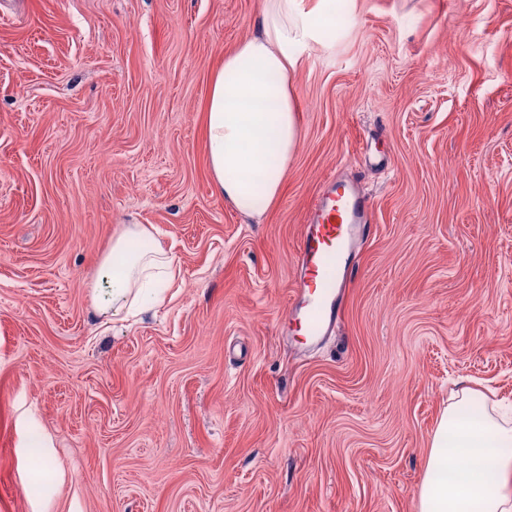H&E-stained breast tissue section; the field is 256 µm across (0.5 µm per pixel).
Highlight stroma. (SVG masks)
Wrapping results in <instances>:
<instances>
[{"label": "stroma", "mask_w": 512, "mask_h": 512, "mask_svg": "<svg viewBox=\"0 0 512 512\" xmlns=\"http://www.w3.org/2000/svg\"><path fill=\"white\" fill-rule=\"evenodd\" d=\"M343 3L255 220L214 194L205 124L262 0H0V512H418L456 383L512 405V0ZM334 174L373 224L300 354L280 316ZM127 224L180 276L105 325Z\"/></svg>", "instance_id": "obj_1"}]
</instances>
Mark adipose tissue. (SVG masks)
Listing matches in <instances>:
<instances>
[{
  "label": "adipose tissue",
  "instance_id": "obj_1",
  "mask_svg": "<svg viewBox=\"0 0 512 512\" xmlns=\"http://www.w3.org/2000/svg\"><path fill=\"white\" fill-rule=\"evenodd\" d=\"M335 22L305 0H264L258 34L224 55L206 104L207 160L214 191L242 214L259 217L282 193L299 142L298 104L288 74L308 42L330 41ZM147 226L113 234L101 257L93 300L105 321L160 301L178 273L161 245L138 246ZM461 387L431 438L419 512H512V422L476 407Z\"/></svg>",
  "mask_w": 512,
  "mask_h": 512
}]
</instances>
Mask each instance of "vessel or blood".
Wrapping results in <instances>:
<instances>
[{"mask_svg": "<svg viewBox=\"0 0 512 512\" xmlns=\"http://www.w3.org/2000/svg\"><path fill=\"white\" fill-rule=\"evenodd\" d=\"M371 214L370 199L353 182L336 177L327 179L310 205L295 254L299 281L286 311L307 343L336 326L352 276L344 258L362 246Z\"/></svg>", "mask_w": 512, "mask_h": 512, "instance_id": "obj_1", "label": "vessel or blood"}]
</instances>
